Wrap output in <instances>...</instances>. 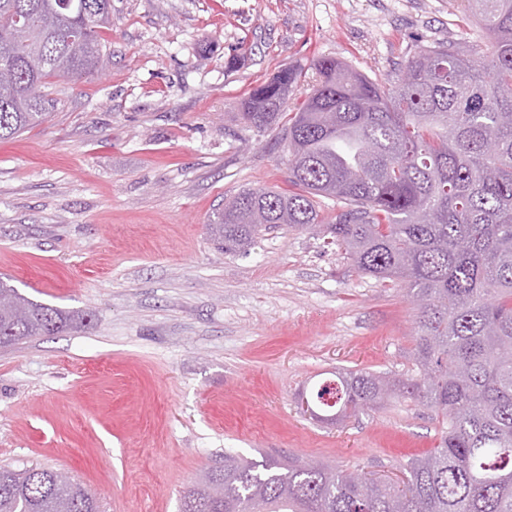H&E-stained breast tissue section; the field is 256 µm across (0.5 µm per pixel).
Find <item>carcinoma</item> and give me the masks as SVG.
Returning <instances> with one entry per match:
<instances>
[{"label": "carcinoma", "instance_id": "obj_1", "mask_svg": "<svg viewBox=\"0 0 512 512\" xmlns=\"http://www.w3.org/2000/svg\"><path fill=\"white\" fill-rule=\"evenodd\" d=\"M0 0V140L45 119L58 78L106 60L100 29L112 0ZM488 43L437 44L378 83L334 58L288 117V182L248 188L218 208L214 238L230 251L284 226L323 233L356 269L420 302L411 357L418 373L338 372L321 421L343 422L410 399L447 422L402 483L294 458L224 465L179 512H512V0H467ZM294 67L250 90L241 116L259 132L285 113ZM39 86L40 94L30 90ZM333 199L323 213L318 198ZM91 312L34 302L0 281V346L86 327ZM39 466L0 465V512H101L75 482Z\"/></svg>", "mask_w": 512, "mask_h": 512}]
</instances>
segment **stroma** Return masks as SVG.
<instances>
[{
    "label": "stroma",
    "mask_w": 512,
    "mask_h": 512,
    "mask_svg": "<svg viewBox=\"0 0 512 512\" xmlns=\"http://www.w3.org/2000/svg\"><path fill=\"white\" fill-rule=\"evenodd\" d=\"M104 72L55 80L47 119L0 141V280L90 326L0 347V464L74 478L104 512H178L231 453L396 478L440 418L392 399L338 425L299 397L338 369L411 371L417 305L309 230L224 252L209 222L289 189L254 87L333 57L386 82L419 48L483 43L458 0H112Z\"/></svg>",
    "instance_id": "35a3bbf8"
}]
</instances>
